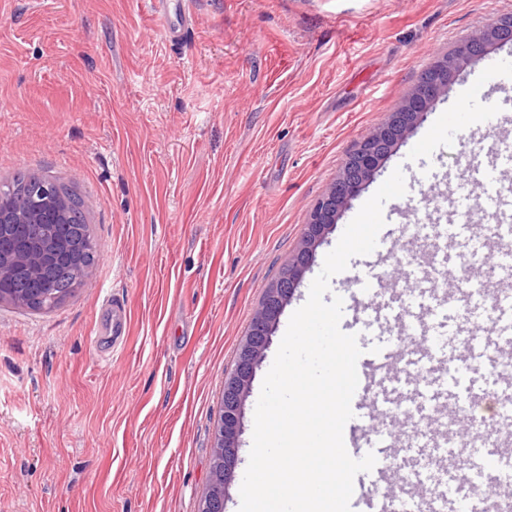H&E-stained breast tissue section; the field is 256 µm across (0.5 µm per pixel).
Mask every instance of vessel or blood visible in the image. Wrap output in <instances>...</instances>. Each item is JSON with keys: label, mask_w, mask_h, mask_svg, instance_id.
Returning a JSON list of instances; mask_svg holds the SVG:
<instances>
[{"label": "vessel or blood", "mask_w": 512, "mask_h": 512, "mask_svg": "<svg viewBox=\"0 0 512 512\" xmlns=\"http://www.w3.org/2000/svg\"><path fill=\"white\" fill-rule=\"evenodd\" d=\"M471 166L480 167L482 177L471 183V193L482 202L484 232L476 234L471 224L472 214L463 213L460 203H453L449 212L439 206L427 208L424 222L430 223L435 238L441 241V264L417 265L410 289L395 296L391 279L384 272L388 261L390 234L382 232L373 251L376 262L360 275V299L352 307L354 320L349 333L362 336L374 331L378 344L364 350L357 362L358 387L351 401L353 418L344 428V443L351 457L360 459L374 454L376 464L371 471L357 474L351 498L352 512H483L482 489H465L461 480L450 478L442 460L456 439L470 443V458L481 468L492 469L491 480L501 498L512 497V455L500 453L483 422L462 428L447 407L457 401L452 385L431 390L432 380L423 366L411 365L404 344L393 343L395 332L403 335L429 337L433 348L444 358L453 360V371L467 377L473 384L467 399L477 404L487 393L481 382L487 369L498 370L503 357L512 354V289L499 288L486 295L477 289L466 292L462 316L454 322L440 320L442 312L455 308L454 293L446 291L439 280L441 272L454 271L453 252L459 239H466L473 253L487 256L489 265L503 279H512V203H505L501 189L502 171L512 166V151L497 152L494 162H484L473 156ZM496 241L498 252L486 253V241ZM102 325L113 336L126 329L121 307L106 302L102 305ZM467 337L465 358L455 356L457 340ZM409 369V381L415 388L411 400L418 419L429 422L427 430L403 433L387 424L386 416L393 401L390 366ZM497 406L500 419H512V377L499 376ZM406 446L415 449L430 466L427 475L405 474L401 492L388 491L387 486L397 462V450Z\"/></svg>", "instance_id": "b4317fda"}]
</instances>
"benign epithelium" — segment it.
<instances>
[{"instance_id": "obj_1", "label": "benign epithelium", "mask_w": 512, "mask_h": 512, "mask_svg": "<svg viewBox=\"0 0 512 512\" xmlns=\"http://www.w3.org/2000/svg\"><path fill=\"white\" fill-rule=\"evenodd\" d=\"M512 39V17L499 19L473 34L452 55L438 59L428 76L419 80L388 120L371 128L351 153L339 178L317 201L310 212L305 235L288 260L284 273L266 289L256 309L251 328L238 356L234 372L224 382V405L212 456L215 479L212 491L203 500L199 512H223L224 489L238 457L241 433L242 402L250 387L254 369L266 350L284 304L295 291L309 268L325 231L337 222L348 201L363 182L371 178L385 157L382 148L403 141L423 119L438 95L447 90L453 79L471 61L484 52L486 44ZM61 187L52 179L41 178L28 185L32 203L21 204L0 199V303H24V288H10L18 278L38 280L45 264L71 245L57 235V225L68 223V200L55 197ZM21 224H46L50 230L43 244H32L19 232Z\"/></svg>"}]
</instances>
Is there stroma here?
I'll return each instance as SVG.
<instances>
[{
    "label": "stroma",
    "instance_id": "1",
    "mask_svg": "<svg viewBox=\"0 0 512 512\" xmlns=\"http://www.w3.org/2000/svg\"><path fill=\"white\" fill-rule=\"evenodd\" d=\"M171 38L148 0H0V184L50 177L84 202L99 261L74 297L0 305V512H197L231 373L267 287L366 132L434 60L512 0H194ZM496 47L381 163L324 235L242 404L224 512H239L254 412L292 314L371 185L457 172L482 131L416 156L488 86ZM128 333L98 339L101 304Z\"/></svg>",
    "mask_w": 512,
    "mask_h": 512
}]
</instances>
